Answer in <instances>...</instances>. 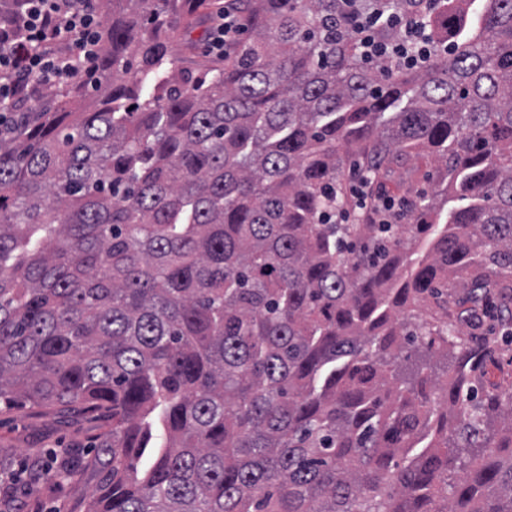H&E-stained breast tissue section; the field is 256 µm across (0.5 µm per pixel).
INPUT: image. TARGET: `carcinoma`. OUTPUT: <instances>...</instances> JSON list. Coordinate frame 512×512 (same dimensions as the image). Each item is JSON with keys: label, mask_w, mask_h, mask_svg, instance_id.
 Masks as SVG:
<instances>
[{"label": "carcinoma", "mask_w": 512, "mask_h": 512, "mask_svg": "<svg viewBox=\"0 0 512 512\" xmlns=\"http://www.w3.org/2000/svg\"><path fill=\"white\" fill-rule=\"evenodd\" d=\"M481 2L240 0L195 75L211 0H99L92 76L0 129V401L109 426L63 461L104 472L87 512H512L472 325L512 311V0ZM423 164L413 223L336 221L345 171ZM235 0L212 1L211 3H224V10L217 12L213 18L209 37V49L217 56H224L227 49H232L238 43V37L243 31V24L235 10L227 6ZM208 15H201L193 21V25L181 24L178 37L174 43L177 56L181 58L182 66L194 73L218 61L213 54L206 52V40L203 31Z\"/></svg>", "instance_id": "carcinoma-1"}]
</instances>
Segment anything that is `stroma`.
I'll return each mask as SVG.
<instances>
[{"label":"stroma","mask_w":512,"mask_h":512,"mask_svg":"<svg viewBox=\"0 0 512 512\" xmlns=\"http://www.w3.org/2000/svg\"><path fill=\"white\" fill-rule=\"evenodd\" d=\"M205 18L193 24L180 25L174 43L177 56L184 68L197 72L215 62V55L207 53L203 31ZM107 430L104 422L71 413L61 416L38 412L23 405L7 406L0 403V475L11 477L10 488L17 498L21 512H55L65 507L67 512H85L100 485V476L94 469L58 481L52 489L31 490L26 479L33 463L55 466L62 451L70 447L92 453L94 445Z\"/></svg>","instance_id":"1"}]
</instances>
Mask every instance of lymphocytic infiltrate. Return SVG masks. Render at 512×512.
Wrapping results in <instances>:
<instances>
[{"label": "lymphocytic infiltrate", "mask_w": 512, "mask_h": 512, "mask_svg": "<svg viewBox=\"0 0 512 512\" xmlns=\"http://www.w3.org/2000/svg\"><path fill=\"white\" fill-rule=\"evenodd\" d=\"M99 26L97 0H0V126L19 101L87 76Z\"/></svg>", "instance_id": "f902f5d3"}]
</instances>
